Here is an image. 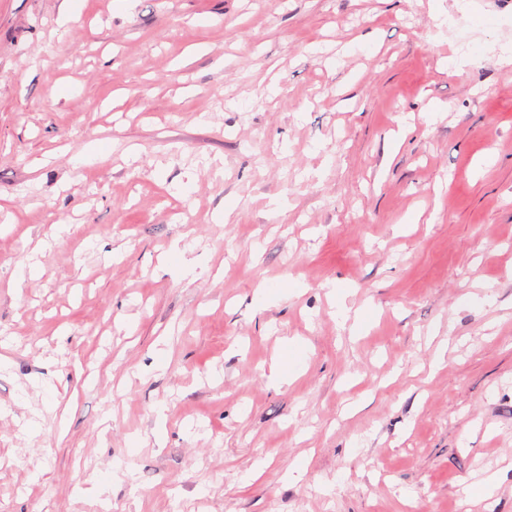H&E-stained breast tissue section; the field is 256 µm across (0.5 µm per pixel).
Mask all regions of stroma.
<instances>
[{"label": "stroma", "mask_w": 512, "mask_h": 512, "mask_svg": "<svg viewBox=\"0 0 512 512\" xmlns=\"http://www.w3.org/2000/svg\"><path fill=\"white\" fill-rule=\"evenodd\" d=\"M467 4L0 0V512H512V0Z\"/></svg>", "instance_id": "obj_1"}]
</instances>
